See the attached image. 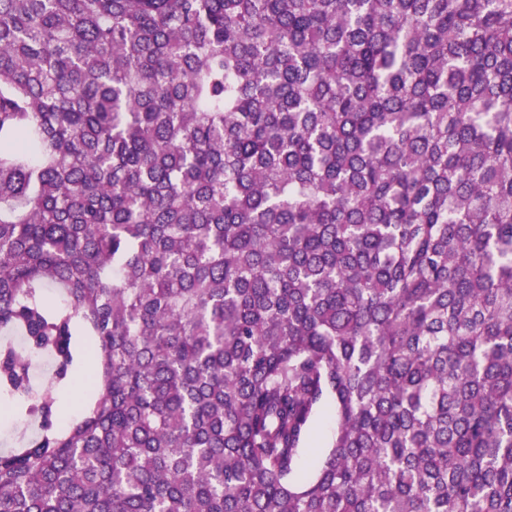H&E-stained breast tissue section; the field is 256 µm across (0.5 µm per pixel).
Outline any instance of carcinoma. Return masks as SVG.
Returning <instances> with one entry per match:
<instances>
[{
    "instance_id": "1",
    "label": "carcinoma",
    "mask_w": 512,
    "mask_h": 512,
    "mask_svg": "<svg viewBox=\"0 0 512 512\" xmlns=\"http://www.w3.org/2000/svg\"><path fill=\"white\" fill-rule=\"evenodd\" d=\"M0 402V512H512V0H0ZM333 427V420L331 419L329 412H323L315 422L309 436V450L305 457V464L307 467L330 445L333 435ZM308 470H310V467H308Z\"/></svg>"
}]
</instances>
